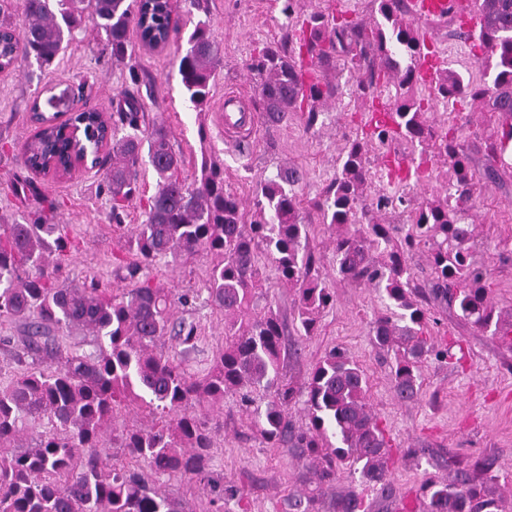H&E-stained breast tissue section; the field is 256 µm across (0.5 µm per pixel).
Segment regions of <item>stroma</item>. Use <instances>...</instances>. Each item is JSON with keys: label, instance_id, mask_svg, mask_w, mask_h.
Here are the masks:
<instances>
[{"label": "stroma", "instance_id": "stroma-1", "mask_svg": "<svg viewBox=\"0 0 512 512\" xmlns=\"http://www.w3.org/2000/svg\"><path fill=\"white\" fill-rule=\"evenodd\" d=\"M376 10L373 0H297L294 16L282 12L281 0H207L204 11L187 12L184 0H173V22L179 33L158 50L141 47L138 34H131L139 64L137 75L112 59L105 33L89 28L75 31L60 65L34 73L0 71V222L58 224L74 243L60 279L83 284L97 278L122 292L131 289L126 265L136 257L125 245L127 228L142 223L143 204L131 205L123 228L109 217V202L101 190L103 172L84 169L69 175L36 174L22 161L24 145L33 132L29 107L43 86L73 88L78 96L73 107L90 105L104 115L123 107L127 95L138 98L146 126L162 124L170 131L174 151L183 164L179 178L193 181L202 161L220 165L224 187L252 211L259 182L274 177L279 169L295 167L304 179L297 192L308 230L314 267L336 296L334 305L322 314L315 335L298 332L294 290L265 271L256 311L273 307L284 327L287 347L302 350L299 359L286 360L284 369L295 382L307 379L314 365L331 348L356 360L369 379V402L391 446L389 480L391 493H380L361 484L358 476L341 474L325 493L321 512H338L336 505L355 496L364 512H422L421 487L427 476H448L449 458L468 462L479 457L497 461L499 487L512 495V344L502 337L475 331L461 321L454 309L434 305V317L426 336L436 346L460 343L461 361L440 362L427 358L421 365L422 386L413 401L399 402L393 390L389 362L378 354L370 335L371 321L382 311L379 291L368 285H352L336 273L333 228L322 224L314 204L322 199L336 175L337 160L349 139L359 135L362 114L370 96L362 95L349 72L337 71V103L327 105L315 123L303 112L290 113L287 122H260L250 135L225 137L221 120L224 95L243 98V109L260 112L257 83L249 70L254 56L267 45L280 42L299 30L298 20L313 12L367 18ZM208 18L221 49L222 62L211 82L204 109L188 100L178 73L177 59L187 47L192 20ZM425 33L427 51L436 53L450 69L480 77L484 71L471 53L468 41L456 32L454 20L417 21ZM435 125L453 124L462 133L475 172H482L484 148L500 137L495 114L469 100L444 106L436 99L423 104ZM447 166L430 157L401 186L412 203H421L443 185ZM29 181L33 191L16 196L10 182ZM476 249L490 269V296L502 311L512 310V171H502L496 181L480 183L472 212ZM212 256L178 255L159 259L154 281L176 290L196 289L192 304L175 305V323L194 326V344L181 337H163V351L180 361L189 373L199 376L210 366L225 340L224 316L207 300V272ZM209 426L213 446L212 471L225 484L237 487L240 498L226 502L225 512H290L288 499L304 491L307 461L288 448H272L257 435L248 414L234 398L211 409ZM422 449L419 457L411 449Z\"/></svg>", "mask_w": 512, "mask_h": 512}]
</instances>
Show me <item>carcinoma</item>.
I'll use <instances>...</instances> for the list:
<instances>
[{
    "mask_svg": "<svg viewBox=\"0 0 512 512\" xmlns=\"http://www.w3.org/2000/svg\"><path fill=\"white\" fill-rule=\"evenodd\" d=\"M379 18L367 23L314 13L303 34L286 37L263 49L250 69L258 77L262 111L272 123L288 121L290 112H308L312 125L317 107L337 95L329 73L347 67L358 89L367 94L383 81L396 88L394 99L370 109L363 137L348 142L338 172L324 198L315 203L322 223L336 231V274L352 284L382 291L386 312L371 322L374 346L393 353V388L398 400H414L421 387L419 362L425 356L446 360L449 349L428 344L424 327L431 299L459 312L471 327L492 336L512 329L488 297V269L472 247L474 225L465 223L476 202V177L461 137L452 128L429 123L420 100L404 92L421 84L419 66L425 39L405 22L407 0H374ZM480 36L471 46L475 58L497 57L493 72L475 81L458 72L441 71L428 84L434 97L454 103L469 98L486 103L509 124L502 138L486 145L483 177L499 178L512 169V0H481ZM15 11L18 23H0V65L17 70L57 65L65 35L89 18L105 32L112 59L137 76L138 62L130 29L146 15L138 0H0V14ZM178 28L169 21L168 5L155 0L143 33L168 43ZM180 56L178 71L189 100L206 105L210 80L220 65L218 43L210 21L195 23ZM57 113L36 130L26 145L24 165L32 170L51 163L65 165L72 154L94 150L103 139L98 111L78 112L73 143L55 123ZM136 97H126L117 113L97 165L105 169L103 188L111 218L141 199L142 155L156 174L154 194L147 198L145 220L127 237L138 261L126 267L137 286L122 295L96 281L83 287L60 283L59 265L70 242L58 224H5L0 230V317L28 325L24 351L29 367L0 385V512H186L182 503L150 484L142 471L125 464L107 468L103 439L123 410L156 409L157 423L148 429L127 428L120 447L129 459L151 471L184 477L220 503L236 490L211 475V431L204 411L236 399L249 411L252 424L272 448L297 451L308 461L303 495L291 499L293 512H320L327 489L343 471L359 472L368 484L391 492L384 430L368 404L369 382L360 364L333 348L314 366L307 381L296 384L284 372V328L272 309L252 312L261 266L273 265L278 279L296 290L299 331L314 335L320 315L333 304L330 289L312 275L313 256L296 188L304 178L297 168L281 170L259 183L250 222L240 200L224 189L220 167L202 162L200 179L188 185L178 177L181 159L173 151L163 124L141 128ZM125 134L117 136L118 130ZM402 139L448 162V189L414 208L412 224L394 238L395 227L374 213L403 195L382 194L367 202L369 146ZM424 249L432 278L428 291L411 276L408 258ZM206 252L214 257L208 270L209 300L224 314L225 346L206 374L192 376L157 350L171 325L174 303L189 294L151 281L158 259L174 253ZM78 327L93 336V350L63 349L53 329ZM50 364L43 365L44 359ZM304 398L308 423L288 419V406ZM33 445L19 448L27 429ZM449 480L428 479L423 486L424 512H512L496 495L495 460L471 464L448 460Z\"/></svg>",
    "mask_w": 512,
    "mask_h": 512,
    "instance_id": "1",
    "label": "carcinoma"
}]
</instances>
